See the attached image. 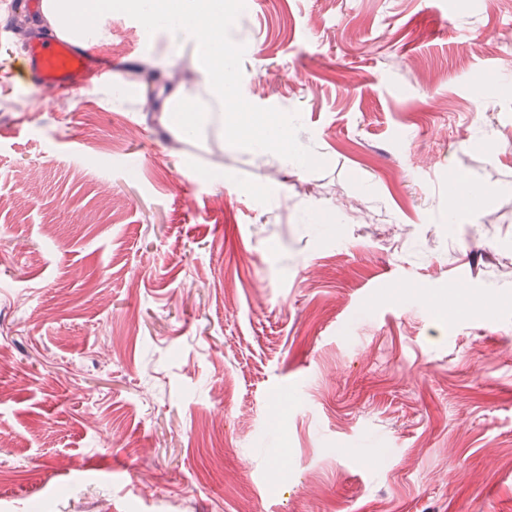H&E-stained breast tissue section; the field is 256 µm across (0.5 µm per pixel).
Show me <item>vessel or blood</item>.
<instances>
[{
	"mask_svg": "<svg viewBox=\"0 0 512 512\" xmlns=\"http://www.w3.org/2000/svg\"><path fill=\"white\" fill-rule=\"evenodd\" d=\"M92 57L90 49L74 46L55 33L35 34L28 39L22 73L27 84L77 101L94 68Z\"/></svg>",
	"mask_w": 512,
	"mask_h": 512,
	"instance_id": "vessel-or-blood-1",
	"label": "vessel or blood"
}]
</instances>
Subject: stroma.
I'll list each match as a JSON object with an SVG mask.
<instances>
[{"label": "stroma", "mask_w": 512, "mask_h": 512, "mask_svg": "<svg viewBox=\"0 0 512 512\" xmlns=\"http://www.w3.org/2000/svg\"><path fill=\"white\" fill-rule=\"evenodd\" d=\"M15 18L0 512H512V0H248L242 94L320 171L175 141L135 70L196 61L126 15L41 101Z\"/></svg>", "instance_id": "obj_1"}]
</instances>
